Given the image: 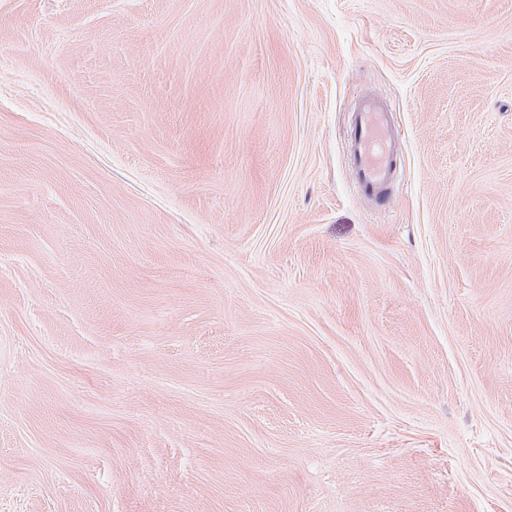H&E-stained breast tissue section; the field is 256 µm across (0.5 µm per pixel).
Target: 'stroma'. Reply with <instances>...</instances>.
<instances>
[{"instance_id": "35a3bbf8", "label": "stroma", "mask_w": 512, "mask_h": 512, "mask_svg": "<svg viewBox=\"0 0 512 512\" xmlns=\"http://www.w3.org/2000/svg\"><path fill=\"white\" fill-rule=\"evenodd\" d=\"M0 512H512V0H0ZM390 110L383 102L360 99L354 109L349 141L352 172L358 187L373 198L387 193L395 172L397 153Z\"/></svg>"}]
</instances>
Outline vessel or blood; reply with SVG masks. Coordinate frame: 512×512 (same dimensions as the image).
I'll return each instance as SVG.
<instances>
[{"instance_id":"vessel-or-blood-1","label":"vessel or blood","mask_w":512,"mask_h":512,"mask_svg":"<svg viewBox=\"0 0 512 512\" xmlns=\"http://www.w3.org/2000/svg\"><path fill=\"white\" fill-rule=\"evenodd\" d=\"M354 115L349 141L353 176L365 194L379 198L387 192L397 156L389 109L379 100L363 98Z\"/></svg>"}]
</instances>
